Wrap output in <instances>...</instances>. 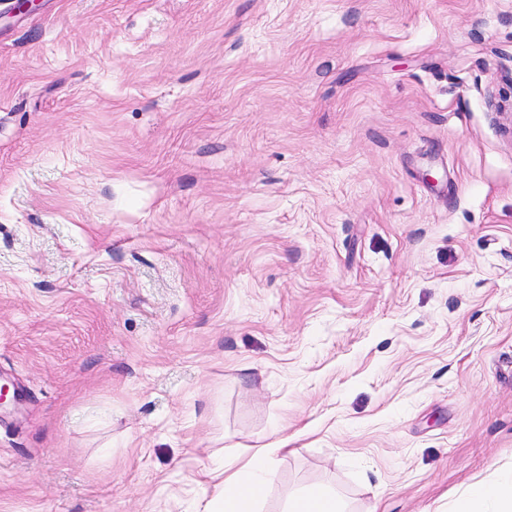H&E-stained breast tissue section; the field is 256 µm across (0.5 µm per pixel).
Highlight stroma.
<instances>
[{
    "label": "stroma",
    "instance_id": "stroma-1",
    "mask_svg": "<svg viewBox=\"0 0 512 512\" xmlns=\"http://www.w3.org/2000/svg\"><path fill=\"white\" fill-rule=\"evenodd\" d=\"M0 0V512H453L512 477V0ZM286 440L277 443L275 448L263 444L247 450L228 461L224 468L206 473L212 480H219L217 500L210 502L208 512H253L265 487L274 462V455L285 449ZM291 512H346L336 495L324 488L313 489L294 499Z\"/></svg>",
    "mask_w": 512,
    "mask_h": 512
}]
</instances>
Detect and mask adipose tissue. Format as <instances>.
<instances>
[{
    "label": "adipose tissue",
    "mask_w": 512,
    "mask_h": 512,
    "mask_svg": "<svg viewBox=\"0 0 512 512\" xmlns=\"http://www.w3.org/2000/svg\"><path fill=\"white\" fill-rule=\"evenodd\" d=\"M274 455V449L263 444L225 461L223 468L210 471L220 493L215 502L209 503L207 512H254ZM457 512H512V479L474 483L459 501Z\"/></svg>",
    "instance_id": "obj_1"
}]
</instances>
